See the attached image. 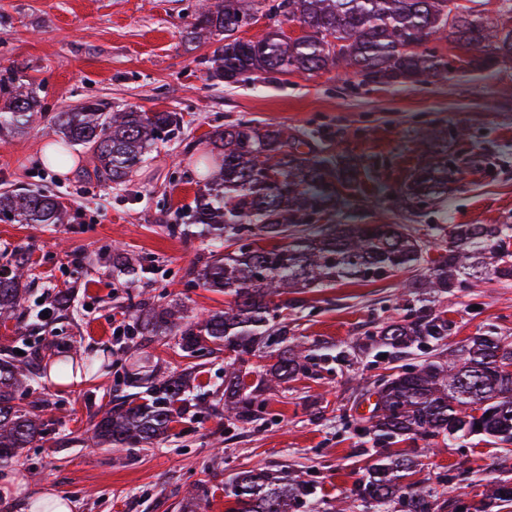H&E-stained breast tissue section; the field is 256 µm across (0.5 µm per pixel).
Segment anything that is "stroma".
<instances>
[{"label":"stroma","instance_id":"stroma-1","mask_svg":"<svg viewBox=\"0 0 512 512\" xmlns=\"http://www.w3.org/2000/svg\"><path fill=\"white\" fill-rule=\"evenodd\" d=\"M198 0H0V71L13 63L39 89L45 119L20 138H0V192L39 188L68 205L66 224L0 221V265L18 251L29 255L31 276L20 319L0 323V356L28 346L38 372L32 394L43 400L46 437L24 449L7 471L16 487L0 512H28L30 499L48 488L76 505V512H180L186 488L203 484L197 512H231L227 490L236 473L265 468L281 476L306 471L316 487L311 512H331L351 494L371 457L381 455L345 408L367 413V395L355 377L369 371L376 352L367 339L375 323L394 316L391 299L409 277L402 271L375 283L342 282L302 293L303 308L280 297L296 336L329 346L342 360L321 362L267 392L263 420L231 426L214 414L224 396V354L188 357L169 338L149 342L113 331L128 322V307L160 294L180 300L189 315L223 309L229 298L182 278L190 265L210 258L208 237L181 235L198 186L186 177L188 158L209 151L216 128L245 117L280 124L305 136L323 154L358 158L366 172L361 199L347 213L365 223H403L389 195L423 160L424 128L448 131V156L459 166L447 210L416 219L432 224H512V64L481 73L456 72L432 85L357 84L343 72L295 73L275 79L257 74L227 86L208 79L205 60L213 44L188 42L185 31ZM89 101L111 111L130 106L181 113L183 123L158 143L128 181L96 179L90 151L71 148L66 172L41 162L55 140L50 118ZM143 259L132 279L112 266L114 250ZM69 288L67 309L54 297ZM455 323L450 345L459 347L480 330L512 341V283L488 280L440 299ZM50 318H38L41 309ZM71 354L94 359L76 379L53 382L47 369ZM168 375L194 369L199 382L191 401L196 414L171 425L144 448H89L83 443L93 416L126 394L128 369ZM423 477L437 490L435 512H490L482 492L488 482L512 481V452L472 439L460 448L437 449L423 459Z\"/></svg>","mask_w":512,"mask_h":512}]
</instances>
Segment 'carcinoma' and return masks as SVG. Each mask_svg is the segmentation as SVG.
Wrapping results in <instances>:
<instances>
[{
	"mask_svg": "<svg viewBox=\"0 0 512 512\" xmlns=\"http://www.w3.org/2000/svg\"><path fill=\"white\" fill-rule=\"evenodd\" d=\"M454 0H282L271 11L297 22L304 34L290 38L271 28L257 41L238 36L247 19L263 8L261 0H206L187 32L191 42L217 38L206 60L209 77L227 84L243 73L268 76L318 73L342 68L365 85H430L448 79V58L425 43L438 34L474 45L466 71L483 72L498 60H512V29H494L468 9L448 26ZM44 117L36 88L11 77L3 88L0 131L19 134ZM173 111L129 107L108 112L100 103L58 112L53 124L62 139L88 148L95 160L94 177L123 183L145 161L157 141L180 127ZM429 159L415 169L393 196L409 216L443 207L454 172L448 160L447 132L429 127ZM212 148L201 156L200 185L193 200V223L214 242L210 260L189 268L188 281L233 300L220 311L194 318L172 299L156 304L143 298L129 306L131 331L145 341L170 337L189 356L210 346L224 347V420L235 426L263 419L265 402L257 387L244 381L243 368L256 356L271 360L260 371L259 384L270 388L312 371L325 348H307L290 334L274 297L301 294L307 288L338 280L371 283L404 269L417 274L404 282L402 315L379 323L372 335L384 349L375 357L399 358L413 348L438 350L453 334L454 323L436 305V297L465 291L494 277L512 281V224L434 225L448 231L445 253L427 258L421 237L409 224L332 223L352 193L361 189L364 170L347 157L325 156L288 129L258 126L240 119L214 131ZM18 224H63L67 207L59 197L41 191L0 193V217ZM283 243L255 248V235ZM233 250H226V246ZM27 257L13 255L11 269L0 274V320L22 314L20 283L28 277ZM512 343L491 332L468 338L448 351V361L405 363L373 381L376 402L362 428L373 444L388 449L359 480L354 496L371 512H434L429 490L404 479L416 474L417 456L389 447L400 441L422 442L433 449L460 445L479 437L506 449L512 445ZM82 366L72 359L56 361L51 371L68 379ZM35 366L29 354L0 358V464L19 458L23 449L43 439L38 402L18 403ZM125 385L145 388L128 394L101 413L92 427V445L139 448L167 434L178 415L189 412L185 380L178 376L125 374ZM301 475L282 479L265 470L244 471L230 489L233 512H306L314 491ZM489 503L512 504V483L497 481L486 491Z\"/></svg>",
	"mask_w": 512,
	"mask_h": 512,
	"instance_id": "1",
	"label": "carcinoma"
}]
</instances>
